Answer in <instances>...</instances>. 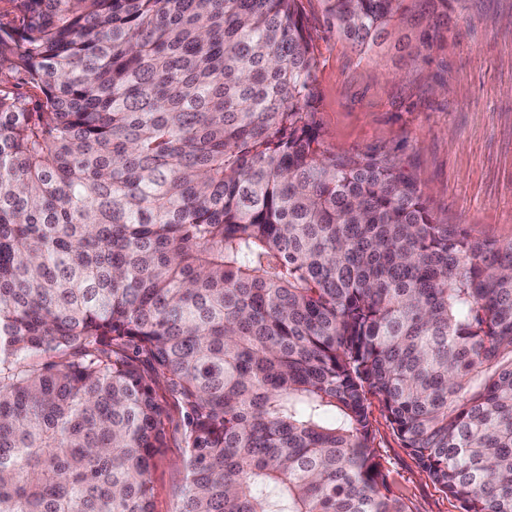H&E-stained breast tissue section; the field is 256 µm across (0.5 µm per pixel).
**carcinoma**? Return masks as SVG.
I'll return each instance as SVG.
<instances>
[{
    "label": "carcinoma",
    "instance_id": "carcinoma-1",
    "mask_svg": "<svg viewBox=\"0 0 512 512\" xmlns=\"http://www.w3.org/2000/svg\"><path fill=\"white\" fill-rule=\"evenodd\" d=\"M0 56V512H512V242L335 153L300 0H15ZM407 0H322L361 51ZM433 27L461 0H412ZM159 395L168 407L172 424L167 448H161L151 470V482L154 487L153 512H175L179 504L182 490L186 483V471L182 465L185 454L180 427V415L174 399L162 387ZM369 412L376 448L390 471L394 491L410 501L413 512H458L459 509L420 473L408 451L394 435L377 399H371Z\"/></svg>",
    "mask_w": 512,
    "mask_h": 512
}]
</instances>
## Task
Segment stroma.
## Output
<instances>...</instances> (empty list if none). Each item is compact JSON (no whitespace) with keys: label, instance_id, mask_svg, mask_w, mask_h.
I'll list each match as a JSON object with an SVG mask.
<instances>
[{"label":"stroma","instance_id":"obj_1","mask_svg":"<svg viewBox=\"0 0 512 512\" xmlns=\"http://www.w3.org/2000/svg\"><path fill=\"white\" fill-rule=\"evenodd\" d=\"M317 59L315 107L332 151L387 155L424 190L442 224L512 242V0H461L412 54L428 20L408 10L380 47L361 53L329 30L321 0H301ZM375 444L413 512H458L422 474L371 402ZM180 430L151 470L153 512H176L186 483Z\"/></svg>","mask_w":512,"mask_h":512}]
</instances>
